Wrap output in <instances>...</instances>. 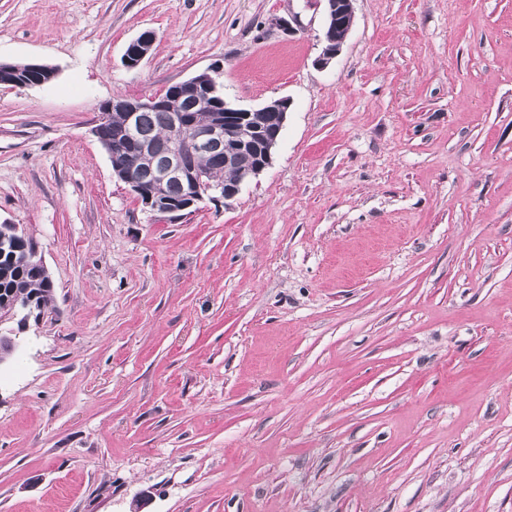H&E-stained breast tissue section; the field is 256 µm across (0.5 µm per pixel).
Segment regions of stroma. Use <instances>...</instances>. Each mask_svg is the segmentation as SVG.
I'll return each instance as SVG.
<instances>
[{
  "instance_id": "1",
  "label": "stroma",
  "mask_w": 512,
  "mask_h": 512,
  "mask_svg": "<svg viewBox=\"0 0 512 512\" xmlns=\"http://www.w3.org/2000/svg\"><path fill=\"white\" fill-rule=\"evenodd\" d=\"M352 5L321 68L317 0H0V61L56 70L0 86L54 285L0 318V512H512V0ZM216 68L289 99L273 161L149 212L99 107ZM155 39L156 35L154 32L145 31L131 40L127 44L123 54L124 65L130 70L136 69L150 53Z\"/></svg>"
}]
</instances>
